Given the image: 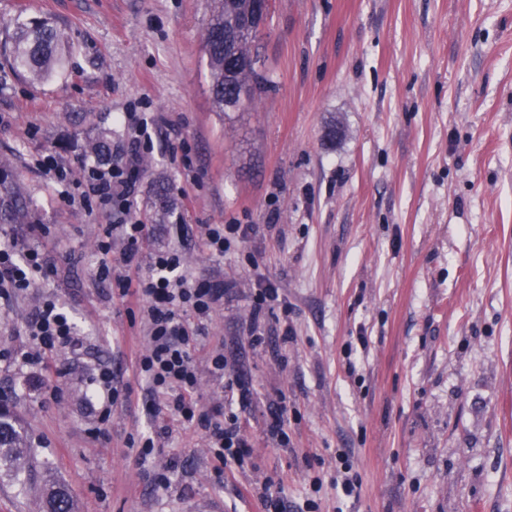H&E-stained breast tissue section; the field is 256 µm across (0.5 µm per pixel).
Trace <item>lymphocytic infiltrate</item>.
<instances>
[{
    "mask_svg": "<svg viewBox=\"0 0 512 512\" xmlns=\"http://www.w3.org/2000/svg\"><path fill=\"white\" fill-rule=\"evenodd\" d=\"M146 134V126H138L125 163L105 167L96 161L88 165V176L76 190L53 156H46L41 167L52 174L60 199L87 207L94 203L107 209L119 206L123 219L120 224L106 225L98 248L102 253H109L113 235H121L125 241L121 268L115 272L105 264L99 273L111 279L121 295L136 297L141 305L148 325V340L137 357V368L147 377L150 393L164 395L167 410L179 423L197 425L205 431L209 450L220 468L240 466L249 450L238 425L237 410L249 405L250 385L242 373L232 371L223 349H215L209 356L208 369L214 377L237 390L238 405L233 408L217 403L201 410L197 397L198 371L193 358L205 321L224 300L223 286L183 275L182 256L173 249L156 253L147 275L137 273L145 226L133 221L131 211L133 188L140 176L141 151L149 146ZM47 274L37 250H30L18 262L12 248H1L0 300L27 290ZM27 333L34 351L24 355L22 361L34 365L41 355L65 345L73 336L74 327L56 302L47 300L28 321Z\"/></svg>",
    "mask_w": 512,
    "mask_h": 512,
    "instance_id": "obj_1",
    "label": "lymphocytic infiltrate"
}]
</instances>
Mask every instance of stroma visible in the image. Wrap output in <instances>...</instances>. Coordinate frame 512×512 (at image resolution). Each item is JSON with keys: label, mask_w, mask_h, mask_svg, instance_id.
Returning a JSON list of instances; mask_svg holds the SVG:
<instances>
[{"label": "stroma", "mask_w": 512, "mask_h": 512, "mask_svg": "<svg viewBox=\"0 0 512 512\" xmlns=\"http://www.w3.org/2000/svg\"><path fill=\"white\" fill-rule=\"evenodd\" d=\"M20 15L52 19L72 54L41 84L0 61V159L41 211L35 226L0 224V243L40 244L51 265L0 307V350L29 348L46 298L76 340L44 373L0 360V403L32 454L0 474V512H41L46 481L77 512H266L254 489L268 480L289 512L312 497L319 512H512V0H271L259 53L273 88L229 114L209 91L207 0H0V34ZM128 112L152 137L142 264L174 248L230 290L195 353L223 347L252 384L250 454L221 475L203 430L174 422L136 369L139 304L98 274L120 267L123 242L102 255L101 207L61 200L39 166L54 156L82 182L99 137L120 162ZM210 224L254 231L216 257ZM268 283L288 308L254 348L249 295ZM105 368L131 398L104 422L91 395ZM277 404L284 446L267 433ZM345 449L352 498L335 484Z\"/></svg>", "instance_id": "obj_1"}]
</instances>
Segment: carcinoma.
<instances>
[{"label": "carcinoma", "instance_id": "cac0c4a2", "mask_svg": "<svg viewBox=\"0 0 512 512\" xmlns=\"http://www.w3.org/2000/svg\"><path fill=\"white\" fill-rule=\"evenodd\" d=\"M250 0H210L203 50L207 58L212 104L217 112H238L250 107L256 95L270 88V81L257 69L256 45L260 30L239 28L232 54L242 64L227 63L224 30L242 19ZM70 47L48 18L13 20V32L0 42V55L18 74L38 83L67 72ZM8 163L0 161V223L36 224L38 215L29 207L26 194L8 173ZM28 453L24 432L9 414H0V471L18 472L24 468L22 455ZM45 512H73L68 491L58 485L45 491Z\"/></svg>", "mask_w": 512, "mask_h": 512}]
</instances>
